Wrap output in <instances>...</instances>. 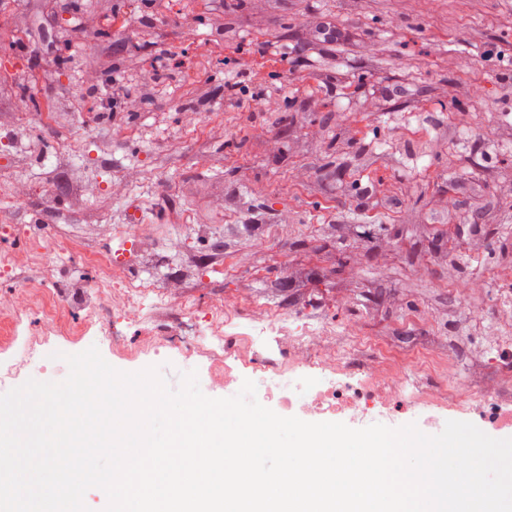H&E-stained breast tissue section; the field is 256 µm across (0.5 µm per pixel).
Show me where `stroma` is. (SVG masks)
<instances>
[{"instance_id": "stroma-1", "label": "stroma", "mask_w": 512, "mask_h": 512, "mask_svg": "<svg viewBox=\"0 0 512 512\" xmlns=\"http://www.w3.org/2000/svg\"><path fill=\"white\" fill-rule=\"evenodd\" d=\"M0 138V251L49 233L119 252L163 287L157 319L185 297L265 306L356 364L416 356L431 387L446 363L512 409V0H0ZM91 277L33 263L0 297L49 281L75 309ZM90 345L209 383L202 357L33 317L0 393Z\"/></svg>"}]
</instances>
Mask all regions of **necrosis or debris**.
I'll list each match as a JSON object with an SVG mask.
<instances>
[{
    "label": "necrosis or debris",
    "instance_id": "1",
    "mask_svg": "<svg viewBox=\"0 0 512 512\" xmlns=\"http://www.w3.org/2000/svg\"><path fill=\"white\" fill-rule=\"evenodd\" d=\"M63 254L80 257L97 272L84 284L83 317L73 318L48 284L20 285L8 303L0 302V354L15 347L24 318L38 315L46 332L83 336L96 329L116 345L122 342L124 328L136 327L141 347L207 357L211 382L222 386L225 396L235 395L244 380H252L258 401L267 407L275 406L284 394L311 414L362 419L381 407L392 415L400 413L406 401L462 413L482 399L454 377L434 389L414 385L423 369L415 359L385 367L354 366L350 356L324 346L325 327L278 311L227 309L220 303L200 307L184 301L176 320L158 322L151 315L152 284L129 279L110 254L85 252L72 241L47 236L34 241L24 254L0 252V269L33 261L52 263ZM104 307L111 311V321L100 318Z\"/></svg>",
    "mask_w": 512,
    "mask_h": 512
}]
</instances>
